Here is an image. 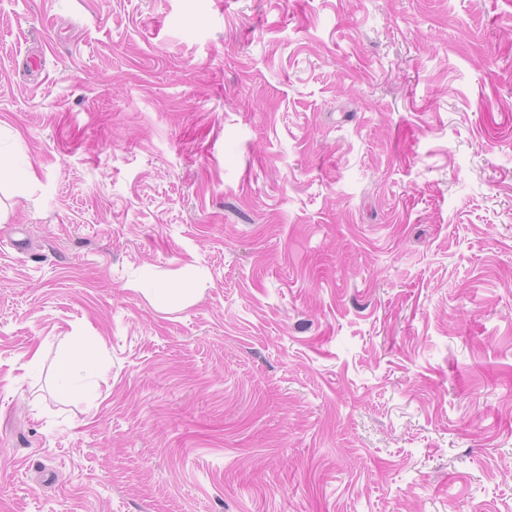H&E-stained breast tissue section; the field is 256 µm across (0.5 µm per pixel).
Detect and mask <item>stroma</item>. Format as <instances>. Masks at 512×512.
<instances>
[{
    "instance_id": "1",
    "label": "stroma",
    "mask_w": 512,
    "mask_h": 512,
    "mask_svg": "<svg viewBox=\"0 0 512 512\" xmlns=\"http://www.w3.org/2000/svg\"><path fill=\"white\" fill-rule=\"evenodd\" d=\"M0 158V512H512V0H0ZM75 362L94 369L97 366L95 355L79 339L71 342L67 350L59 359L56 372V383L59 390L66 395H75L77 388L74 382Z\"/></svg>"
}]
</instances>
